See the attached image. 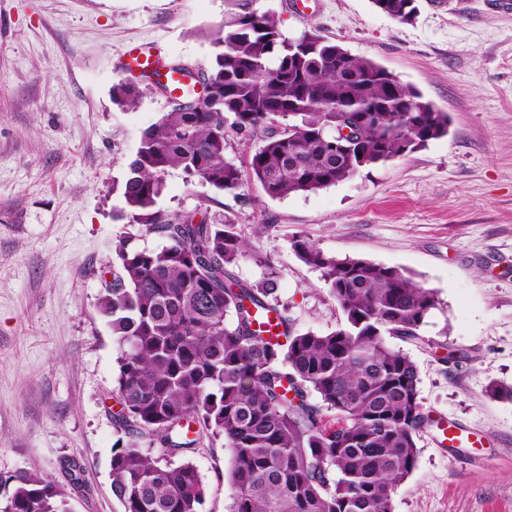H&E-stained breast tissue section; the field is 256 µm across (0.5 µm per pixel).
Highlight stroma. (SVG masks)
<instances>
[{"label": "stroma", "mask_w": 512, "mask_h": 512, "mask_svg": "<svg viewBox=\"0 0 512 512\" xmlns=\"http://www.w3.org/2000/svg\"><path fill=\"white\" fill-rule=\"evenodd\" d=\"M286 37L315 28L447 112V136L335 186L281 199L253 182L227 193L171 170L168 211L234 219L250 253L234 274L278 275L276 299L300 332L335 330L343 312L291 244L395 267L434 291L420 339L390 338L419 370L427 416L477 430L481 445L439 450L417 438V465L393 512H512V6L418 0L401 23L371 0H261ZM224 0H0V499L35 473L73 512H122L110 462L124 437L112 389L118 346L98 310L114 244L162 239L117 220L116 188L143 132L172 103L139 80L136 107L112 101L125 46L156 41L168 60L212 67ZM82 466L74 488L65 461ZM207 486L200 512H233L232 453L202 433L173 455Z\"/></svg>", "instance_id": "1"}]
</instances>
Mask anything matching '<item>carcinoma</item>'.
<instances>
[{"label":"carcinoma","mask_w":512,"mask_h":512,"mask_svg":"<svg viewBox=\"0 0 512 512\" xmlns=\"http://www.w3.org/2000/svg\"><path fill=\"white\" fill-rule=\"evenodd\" d=\"M260 0H224L207 90L188 96L143 134L120 185L116 219L164 239L156 249L115 245L118 270L98 307L119 347L112 394L127 442L111 459L112 495L124 512H199L207 488L196 467L166 457L198 446V425L231 448L234 512H393L415 469L428 418L416 363L386 340L419 338L434 293L400 270L327 256L303 237L297 257L321 271L344 322L328 333L292 329L271 272L255 283L230 268L249 243L229 217L157 206L170 170L220 192L244 177L271 198L326 189L405 156L448 133V113L374 61L316 29L289 38ZM417 0H372L411 21ZM139 88L121 81L115 103L133 108ZM351 138L331 132L347 118ZM261 146L231 161L229 134ZM272 312L283 333L266 336ZM316 397L320 403L310 401ZM336 412V426L323 410ZM151 438V458L139 439ZM0 504L9 512H71L52 481L21 472Z\"/></svg>","instance_id":"obj_1"}]
</instances>
